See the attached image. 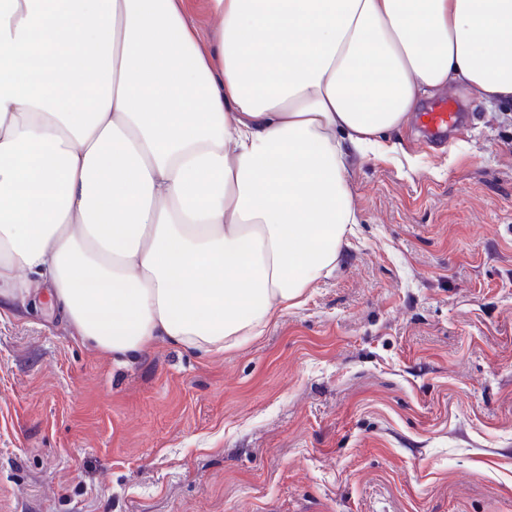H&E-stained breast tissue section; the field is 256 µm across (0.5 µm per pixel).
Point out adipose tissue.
<instances>
[{
	"instance_id": "ef3b65f1",
	"label": "adipose tissue",
	"mask_w": 512,
	"mask_h": 512,
	"mask_svg": "<svg viewBox=\"0 0 512 512\" xmlns=\"http://www.w3.org/2000/svg\"><path fill=\"white\" fill-rule=\"evenodd\" d=\"M0 0V311L221 353L336 268L352 151L450 86L512 101V0Z\"/></svg>"
}]
</instances>
